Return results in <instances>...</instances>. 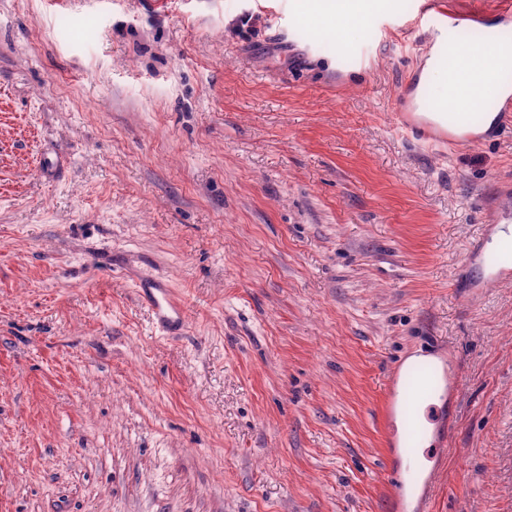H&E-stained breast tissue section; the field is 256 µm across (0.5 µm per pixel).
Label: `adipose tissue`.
Listing matches in <instances>:
<instances>
[{
	"label": "adipose tissue",
	"mask_w": 512,
	"mask_h": 512,
	"mask_svg": "<svg viewBox=\"0 0 512 512\" xmlns=\"http://www.w3.org/2000/svg\"><path fill=\"white\" fill-rule=\"evenodd\" d=\"M370 0H300L298 19L305 26L331 21L339 45L345 46L362 33Z\"/></svg>",
	"instance_id": "ef3b65f1"
}]
</instances>
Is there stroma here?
I'll return each instance as SVG.
<instances>
[{
  "mask_svg": "<svg viewBox=\"0 0 512 512\" xmlns=\"http://www.w3.org/2000/svg\"><path fill=\"white\" fill-rule=\"evenodd\" d=\"M398 2L344 51L294 0H0V512H390L427 350L461 375L430 512H512V283L455 286L512 124L401 128ZM136 295L148 309L152 323L162 336L181 333L186 323L185 304L168 280L146 276L135 282Z\"/></svg>",
  "mask_w": 512,
  "mask_h": 512,
  "instance_id": "obj_1",
  "label": "stroma"
}]
</instances>
